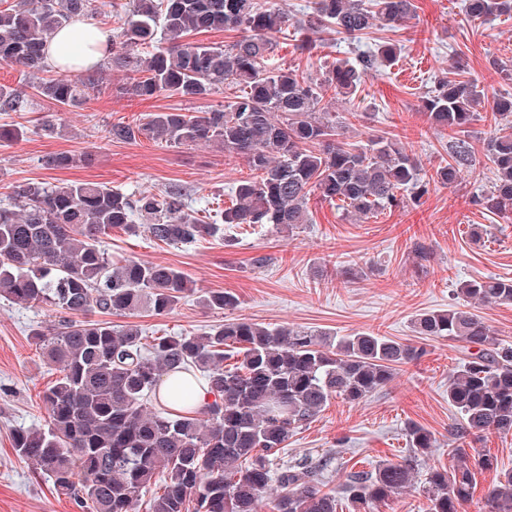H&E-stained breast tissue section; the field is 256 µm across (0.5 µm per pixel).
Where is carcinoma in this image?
Instances as JSON below:
<instances>
[{
    "label": "carcinoma",
    "instance_id": "cac0c4a2",
    "mask_svg": "<svg viewBox=\"0 0 512 512\" xmlns=\"http://www.w3.org/2000/svg\"><path fill=\"white\" fill-rule=\"evenodd\" d=\"M474 18L512 13V0H466ZM113 20L110 69L117 91L149 99L162 93L205 99L224 89L232 100L204 112H152L111 124L116 141L142 138L174 147L212 144L242 159L249 177L234 189L235 203L201 215L179 188L127 193L95 182H29L0 203V297L64 315L47 334L32 332L60 376L42 395L47 427L18 429L16 455L36 466L55 491L80 512H134L140 492L158 482L149 512H337L345 498L353 512H376L414 482L419 459L435 439L406 428L409 454L365 471H352L341 489H327V463L274 467L288 439L314 421L334 398L350 404L384 389L398 367L421 359L422 345L372 332L335 336L305 327L269 328L226 319L204 336H161L149 344L132 324L88 321L92 313L169 312L190 291L182 271L162 263L112 259L103 237L114 228L144 232L156 242L190 245L214 237L220 225L270 224L293 231L309 223L316 195L345 215L369 219L417 204L431 185L454 186L475 158L463 139L485 89L463 75L436 76L422 98L427 121L448 131V159L433 170L394 136L357 145L344 129L360 113L352 105L365 78L396 60L399 45L380 39L354 58L338 59L319 78L270 67L269 33L288 30V15L258 0H0V64L16 68L27 87L59 107L86 103L95 74L56 76L48 41L79 18ZM413 12V0H313L297 27L312 34L336 28L352 45L369 30L394 27ZM212 32H237L222 45L193 41ZM344 101L346 111H334ZM31 111L30 95L0 85V112ZM495 182L478 197L483 209L512 216V125L484 140ZM87 155L58 154L46 165L69 168ZM466 302L512 303V280L483 277L457 289ZM210 310L230 311L224 291L201 297ZM413 328L426 339L464 344L466 358L448 379L457 418L448 435L449 464L428 472L426 512H464L477 471L497 469L486 493L487 512H512V470L463 442L512 433V344L479 315L462 308L427 311ZM237 358L234 365L225 361ZM214 396L209 409L175 414L153 398L171 378L168 402L186 405L195 373Z\"/></svg>",
    "mask_w": 512,
    "mask_h": 512
}]
</instances>
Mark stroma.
<instances>
[{
    "mask_svg": "<svg viewBox=\"0 0 512 512\" xmlns=\"http://www.w3.org/2000/svg\"><path fill=\"white\" fill-rule=\"evenodd\" d=\"M411 16L390 36L403 46L394 66L367 78L360 94L364 116L354 122L351 141L368 144L377 134H394L425 168L446 159L448 134L431 127L422 112V97L432 76L461 60L488 95L512 96V80L500 69L512 68V17L484 21L470 17L464 0H413ZM274 65L319 75L346 57L343 40L297 50L295 39L272 34ZM99 87L86 104L61 108L35 98L32 111L0 112V124L20 127L23 136L0 147V186L33 181H91L127 192L184 188L195 208L212 197L228 198L248 170L241 159L215 146L165 147L141 140L112 141L110 123L133 121L148 112L177 109L201 112L223 103L220 94L188 100L161 94L151 99L110 93L118 72L99 67ZM54 112L61 126L48 137L36 132V118ZM470 127L476 164L453 187L431 186L418 204L387 211L363 222L345 218L336 206L311 200L310 222L288 233L272 226L228 228L222 236L193 245H166L144 235L115 229L105 238L113 257L163 263L183 271L193 291L163 315L143 311L112 316L115 325L131 323L144 341L158 336H190L223 324L225 312L204 308L199 298L211 291L232 293L238 300L233 317L269 327L301 326L345 336L370 331L416 342L413 320L419 313L463 307L460 282L478 277L512 278V222L475 205L489 188L493 170L483 141L502 119L482 103ZM90 154L87 166L52 169L47 156ZM427 259H420L419 248ZM56 314L0 298V512H79L59 496L33 465L19 460L12 434L42 428L46 414L40 396L59 376L42 358L32 328L52 332ZM426 355L401 366L378 395L352 405L335 399L319 417L293 433L282 462L326 458L327 487L344 484L349 472L369 470L399 460L408 452L407 424L420 425L436 439L421 459L415 484L379 512H424V479L431 468L448 464L453 442L448 426L455 411L448 403V378L464 355L459 344L444 339L425 342Z\"/></svg>",
    "mask_w": 512,
    "mask_h": 512,
    "instance_id": "stroma-1",
    "label": "stroma"
}]
</instances>
